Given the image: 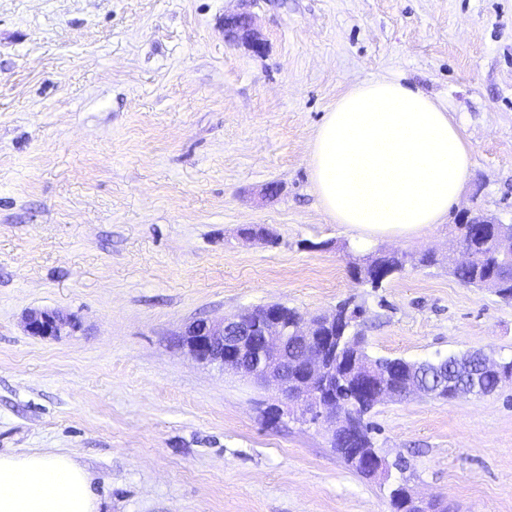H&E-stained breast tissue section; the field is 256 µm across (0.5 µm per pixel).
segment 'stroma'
<instances>
[{
    "instance_id": "35a3bbf8",
    "label": "stroma",
    "mask_w": 512,
    "mask_h": 512,
    "mask_svg": "<svg viewBox=\"0 0 512 512\" xmlns=\"http://www.w3.org/2000/svg\"><path fill=\"white\" fill-rule=\"evenodd\" d=\"M248 13L262 53L224 40ZM395 80L447 108L473 167L446 220L354 242L309 167L326 112ZM512 224V0H0V453L64 452L100 512H391L274 387L193 360L198 318L365 309L373 356L512 357V303L448 270L462 210ZM252 224L271 243L242 237ZM408 255L381 287L351 267ZM430 266L417 264L423 251ZM76 327L27 333L32 309ZM377 448L418 496L512 512V383L385 399Z\"/></svg>"
}]
</instances>
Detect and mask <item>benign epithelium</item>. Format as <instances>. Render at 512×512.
Listing matches in <instances>:
<instances>
[{"instance_id":"1","label":"benign epithelium","mask_w":512,"mask_h":512,"mask_svg":"<svg viewBox=\"0 0 512 512\" xmlns=\"http://www.w3.org/2000/svg\"><path fill=\"white\" fill-rule=\"evenodd\" d=\"M224 39L246 43L260 53L264 45L255 36L252 17L246 14L224 16ZM338 316L332 312L312 319L295 318L293 324L282 316V306L270 304L259 310L246 308L231 318L190 322L181 333L183 347L196 361L214 364L257 381L272 384L289 403L299 402L315 423L327 425L331 437L346 426L355 413L351 406L327 402L328 390L336 380L345 387L369 393V404L385 398L400 400L423 391L418 383L398 390L379 382L370 366L351 358L342 360L343 349L336 336ZM75 327L71 317L56 310H31L26 315V330L32 336L59 339ZM482 372L497 382L512 378V371L488 355L483 356ZM454 397L480 394L481 384L470 375L467 384L449 383ZM352 461L366 476L390 480L395 464L379 449L353 448Z\"/></svg>"}]
</instances>
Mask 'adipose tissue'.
<instances>
[{
    "mask_svg": "<svg viewBox=\"0 0 512 512\" xmlns=\"http://www.w3.org/2000/svg\"><path fill=\"white\" fill-rule=\"evenodd\" d=\"M471 152L448 111L398 81L349 89L310 153L326 215L369 241L413 236L457 204ZM92 478L69 454L0 453V512H98Z\"/></svg>",
    "mask_w": 512,
    "mask_h": 512,
    "instance_id": "1",
    "label": "adipose tissue"
}]
</instances>
